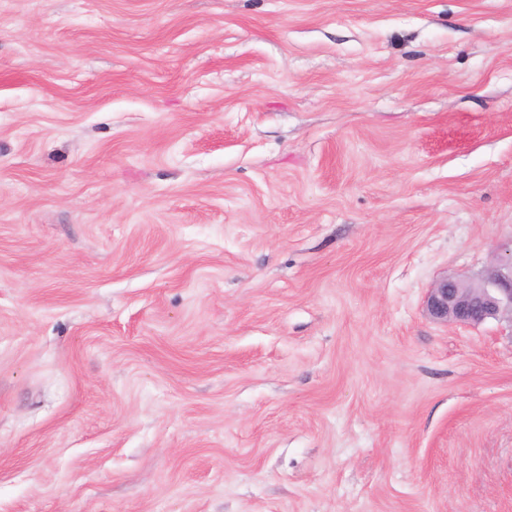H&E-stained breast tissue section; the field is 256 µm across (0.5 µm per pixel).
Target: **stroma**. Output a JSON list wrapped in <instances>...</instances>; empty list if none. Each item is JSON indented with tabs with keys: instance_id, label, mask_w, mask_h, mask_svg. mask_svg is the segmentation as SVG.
Wrapping results in <instances>:
<instances>
[{
	"instance_id": "35a3bbf8",
	"label": "stroma",
	"mask_w": 512,
	"mask_h": 512,
	"mask_svg": "<svg viewBox=\"0 0 512 512\" xmlns=\"http://www.w3.org/2000/svg\"><path fill=\"white\" fill-rule=\"evenodd\" d=\"M512 0H0V512H512ZM426 313L443 323L480 325L488 319L512 324V253L498 257L476 278L446 275L429 288Z\"/></svg>"
}]
</instances>
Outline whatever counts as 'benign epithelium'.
I'll return each mask as SVG.
<instances>
[{"mask_svg":"<svg viewBox=\"0 0 512 512\" xmlns=\"http://www.w3.org/2000/svg\"><path fill=\"white\" fill-rule=\"evenodd\" d=\"M426 313L443 323L480 325L488 319L512 322V253L496 258L476 278L446 275L429 288Z\"/></svg>","mask_w":512,"mask_h":512,"instance_id":"benign-epithelium-1","label":"benign epithelium"}]
</instances>
